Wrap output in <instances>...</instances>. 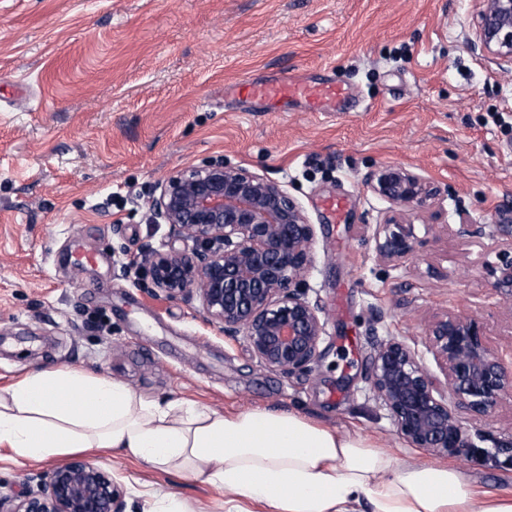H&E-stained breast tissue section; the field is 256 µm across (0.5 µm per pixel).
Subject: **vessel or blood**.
Masks as SVG:
<instances>
[{
  "instance_id": "obj_1",
  "label": "vessel or blood",
  "mask_w": 512,
  "mask_h": 512,
  "mask_svg": "<svg viewBox=\"0 0 512 512\" xmlns=\"http://www.w3.org/2000/svg\"><path fill=\"white\" fill-rule=\"evenodd\" d=\"M258 112L278 111L282 104H296L309 112H344L352 100L347 86L333 81L314 82L284 73L269 81L246 80L233 89Z\"/></svg>"
}]
</instances>
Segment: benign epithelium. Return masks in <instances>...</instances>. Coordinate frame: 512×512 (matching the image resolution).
<instances>
[{
    "label": "benign epithelium",
    "mask_w": 512,
    "mask_h": 512,
    "mask_svg": "<svg viewBox=\"0 0 512 512\" xmlns=\"http://www.w3.org/2000/svg\"><path fill=\"white\" fill-rule=\"evenodd\" d=\"M471 46L512 69V0H483ZM389 204L372 237L378 257L396 262L423 241L410 216L430 208L437 190L399 165H382L365 179ZM150 203L152 222L192 242L183 250L150 248L140 270L151 289L171 300H198L224 335H243L257 361L285 375L309 372L321 357L325 322L299 288L312 268L314 225L280 183L222 161L173 170ZM459 237L481 248L488 287L512 310V225L461 223ZM427 350L443 378L427 368L403 338L374 346L369 383L397 433L436 456H462L478 441L512 457V437L470 429L463 415L489 417L512 402V365L490 340L486 324L447 311L427 327ZM112 472L86 460L57 467L36 491L0 496V512H121Z\"/></svg>",
    "instance_id": "obj_1"
}]
</instances>
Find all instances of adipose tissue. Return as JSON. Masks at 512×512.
<instances>
[{"label": "adipose tissue", "mask_w": 512, "mask_h": 512, "mask_svg": "<svg viewBox=\"0 0 512 512\" xmlns=\"http://www.w3.org/2000/svg\"><path fill=\"white\" fill-rule=\"evenodd\" d=\"M0 448L23 465L89 450L132 456L232 494L224 512H512V496L473 491L444 464H398L357 434L295 411L218 413L146 399L74 369L36 371L0 389Z\"/></svg>", "instance_id": "obj_1"}]
</instances>
